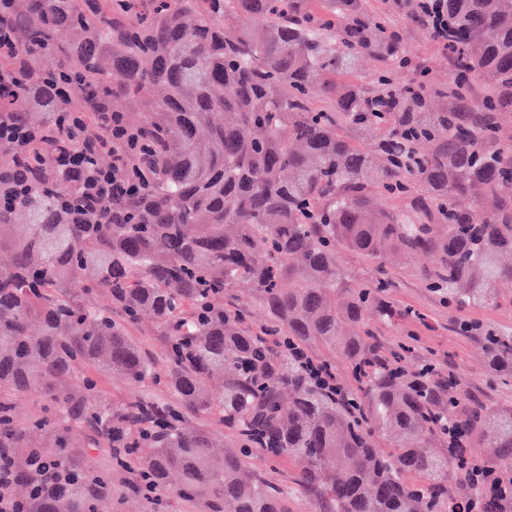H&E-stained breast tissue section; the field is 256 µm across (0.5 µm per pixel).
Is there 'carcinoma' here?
<instances>
[{
	"label": "carcinoma",
	"instance_id": "carcinoma-1",
	"mask_svg": "<svg viewBox=\"0 0 512 512\" xmlns=\"http://www.w3.org/2000/svg\"><path fill=\"white\" fill-rule=\"evenodd\" d=\"M442 6L456 99L483 86L464 112L396 83L399 37L358 0H4L0 125L19 135L0 140V462L23 512H123L132 497L166 512L173 495L190 512H288L189 415L301 462L317 512H453L454 480L479 512H512V407L381 354L366 322L404 316L388 300L397 253L433 254L427 286L459 309L512 286V0ZM364 55L378 90L337 84ZM343 127L376 139L363 149ZM240 282L260 325L231 300ZM142 323L166 337L163 368L130 337ZM460 330L512 379V331ZM312 342L356 390L322 389L294 355ZM91 371L161 384L172 402L98 405ZM32 391L46 405L21 421ZM451 443L488 449L474 476L450 471ZM309 350L319 358L321 361H327L332 364L336 377L334 375L327 376L320 374L322 380L327 384L340 386L339 381L342 382L346 387L353 388L355 383L351 374L350 369L345 364L344 360L332 349L323 345L311 344ZM339 381H338V380Z\"/></svg>",
	"mask_w": 512,
	"mask_h": 512
}]
</instances>
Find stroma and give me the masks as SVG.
Masks as SVG:
<instances>
[{"label":"stroma","instance_id":"1","mask_svg":"<svg viewBox=\"0 0 512 512\" xmlns=\"http://www.w3.org/2000/svg\"><path fill=\"white\" fill-rule=\"evenodd\" d=\"M360 3L365 11L381 18L399 35L411 65L396 70L397 79L409 81L422 70L431 85L447 84L450 69L447 51L411 20L407 7L397 5L396 0H360ZM434 263L433 256L424 254L395 255L389 259L387 269L396 283L389 297L395 305L411 310L413 316L395 328L374 324L377 344L386 354L397 350L400 344H410L413 350L406 357L409 367L416 369L433 362L441 371L454 375L461 391L485 405L512 406V382L501 383L488 370L480 341L462 335L459 330L464 320L493 323L512 330V305H487L462 311L448 306L425 287L421 278L422 271ZM143 397L162 400L166 393L149 384H132L118 375L98 379L95 399L99 404L117 405ZM245 472L251 477L265 478L287 495L288 512H314L310 495L300 485L301 467L297 462L286 459L272 463L254 449L246 457Z\"/></svg>","mask_w":512,"mask_h":512}]
</instances>
